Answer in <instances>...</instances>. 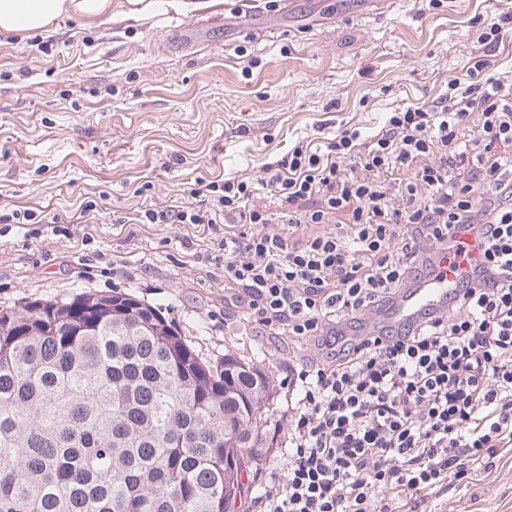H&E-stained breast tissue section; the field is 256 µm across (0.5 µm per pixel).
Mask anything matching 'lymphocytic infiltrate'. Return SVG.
<instances>
[{"instance_id":"obj_1","label":"lymphocytic infiltrate","mask_w":512,"mask_h":512,"mask_svg":"<svg viewBox=\"0 0 512 512\" xmlns=\"http://www.w3.org/2000/svg\"><path fill=\"white\" fill-rule=\"evenodd\" d=\"M501 41L490 24L447 104L394 109L371 139L350 127L266 167L263 185L289 201L341 186L303 215L318 231L300 247L250 209L245 181L202 179L194 193L208 206L141 215L245 224L224 237V283L244 320L330 350L293 373L284 474L264 488V512H399L400 498L439 494L512 447V155L501 152L512 145V84L488 74ZM420 157L418 181L394 190L344 174ZM346 208L348 223L326 228ZM465 233L482 257L442 306L396 330L343 333L405 298L412 280L443 281L438 256L464 253Z\"/></svg>"}]
</instances>
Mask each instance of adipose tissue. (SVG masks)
I'll return each mask as SVG.
<instances>
[{"mask_svg":"<svg viewBox=\"0 0 512 512\" xmlns=\"http://www.w3.org/2000/svg\"><path fill=\"white\" fill-rule=\"evenodd\" d=\"M111 12L112 0H0V34L46 30L63 17L90 26Z\"/></svg>","mask_w":512,"mask_h":512,"instance_id":"obj_1","label":"adipose tissue"}]
</instances>
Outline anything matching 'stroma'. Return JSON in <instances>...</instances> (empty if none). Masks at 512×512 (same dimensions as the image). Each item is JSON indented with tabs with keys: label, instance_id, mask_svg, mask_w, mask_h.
<instances>
[{
	"label": "stroma",
	"instance_id": "35a3bbf8",
	"mask_svg": "<svg viewBox=\"0 0 512 512\" xmlns=\"http://www.w3.org/2000/svg\"><path fill=\"white\" fill-rule=\"evenodd\" d=\"M504 35L491 76L512 81V0H112L94 27L0 34V306L128 292L157 306L205 354L269 368V449L240 512L279 477L288 376L305 347L249 336L224 300V225L143 224L147 210L198 206V178L256 181L298 142L347 127L371 137L388 112L447 102L448 83ZM183 28L193 42L177 45ZM329 188L288 202L260 189L251 208L304 244L284 217L322 208ZM96 202L92 211L83 204ZM30 209L35 224L17 223ZM403 512H512V452Z\"/></svg>",
	"mask_w": 512,
	"mask_h": 512
}]
</instances>
